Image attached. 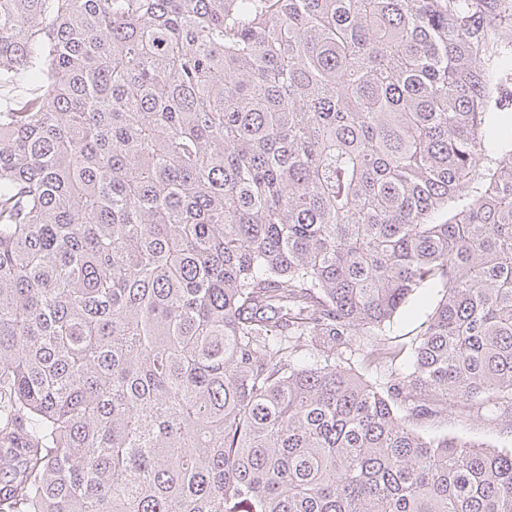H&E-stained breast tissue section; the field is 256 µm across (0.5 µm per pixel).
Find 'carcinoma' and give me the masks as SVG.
Returning a JSON list of instances; mask_svg holds the SVG:
<instances>
[{
	"label": "carcinoma",
	"instance_id": "1",
	"mask_svg": "<svg viewBox=\"0 0 512 512\" xmlns=\"http://www.w3.org/2000/svg\"><path fill=\"white\" fill-rule=\"evenodd\" d=\"M15 86L0 512H512L511 451L418 430L512 426V0H0ZM442 289L438 285L421 288L406 304L400 315L394 320L386 336H356L352 342L354 349L352 360L355 369L377 387L383 388L391 379V372L406 366L411 359L415 339L421 330V324L432 312ZM385 345L396 353L395 362L371 364L363 362L362 357L372 345ZM419 431L426 436L448 434L483 446L512 450V428L490 417H470L456 409L449 410L448 416L425 421Z\"/></svg>",
	"mask_w": 512,
	"mask_h": 512
}]
</instances>
